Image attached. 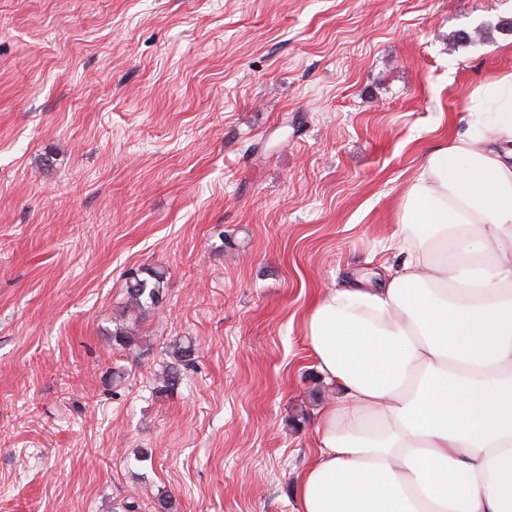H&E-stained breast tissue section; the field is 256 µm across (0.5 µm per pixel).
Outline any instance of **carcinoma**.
Returning a JSON list of instances; mask_svg holds the SVG:
<instances>
[{
    "mask_svg": "<svg viewBox=\"0 0 512 512\" xmlns=\"http://www.w3.org/2000/svg\"><path fill=\"white\" fill-rule=\"evenodd\" d=\"M164 288V273L151 267H141L127 273L126 300L122 309L123 319L115 324L112 344L130 351L141 344L139 337L131 331L146 311L154 309ZM170 361L162 368V387L171 389L182 379V370L190 367L195 360L196 348L188 338L174 340L168 348Z\"/></svg>",
    "mask_w": 512,
    "mask_h": 512,
    "instance_id": "obj_1",
    "label": "carcinoma"
}]
</instances>
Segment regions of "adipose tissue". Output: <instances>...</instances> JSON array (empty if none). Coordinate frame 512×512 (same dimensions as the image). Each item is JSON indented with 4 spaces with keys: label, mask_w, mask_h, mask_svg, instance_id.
Segmentation results:
<instances>
[{
    "label": "adipose tissue",
    "mask_w": 512,
    "mask_h": 512,
    "mask_svg": "<svg viewBox=\"0 0 512 512\" xmlns=\"http://www.w3.org/2000/svg\"><path fill=\"white\" fill-rule=\"evenodd\" d=\"M465 110L406 189L401 265L305 318L334 396L300 512H512V71Z\"/></svg>",
    "instance_id": "ef3b65f1"
}]
</instances>
